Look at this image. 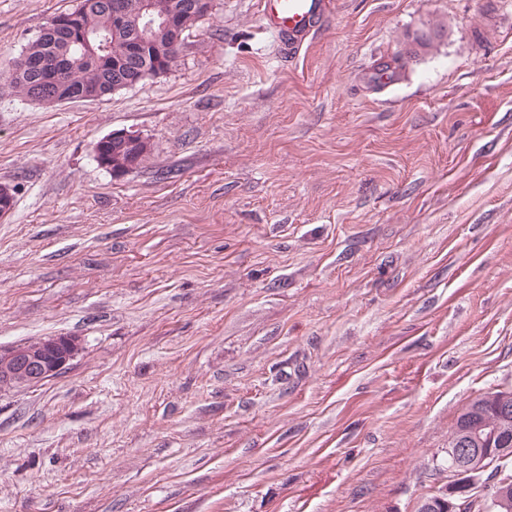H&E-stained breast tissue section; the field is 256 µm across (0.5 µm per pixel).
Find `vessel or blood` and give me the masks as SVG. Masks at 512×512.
I'll return each mask as SVG.
<instances>
[{
    "instance_id": "1",
    "label": "vessel or blood",
    "mask_w": 512,
    "mask_h": 512,
    "mask_svg": "<svg viewBox=\"0 0 512 512\" xmlns=\"http://www.w3.org/2000/svg\"><path fill=\"white\" fill-rule=\"evenodd\" d=\"M330 0H263V21L289 50H298L325 24Z\"/></svg>"
}]
</instances>
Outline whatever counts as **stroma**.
I'll return each mask as SVG.
<instances>
[{
	"label": "stroma",
	"instance_id": "1",
	"mask_svg": "<svg viewBox=\"0 0 512 512\" xmlns=\"http://www.w3.org/2000/svg\"><path fill=\"white\" fill-rule=\"evenodd\" d=\"M77 2L0 0V71ZM0 184V345L81 343L0 393V512H418L512 389V0H335L293 53L214 0L165 75L0 93ZM112 144V154L104 148ZM114 146V151H113ZM126 149H130L126 153ZM150 147L140 135L128 130H115L105 135L95 144V158L101 168L114 176H122L139 168L141 159Z\"/></svg>",
	"mask_w": 512,
	"mask_h": 512
}]
</instances>
